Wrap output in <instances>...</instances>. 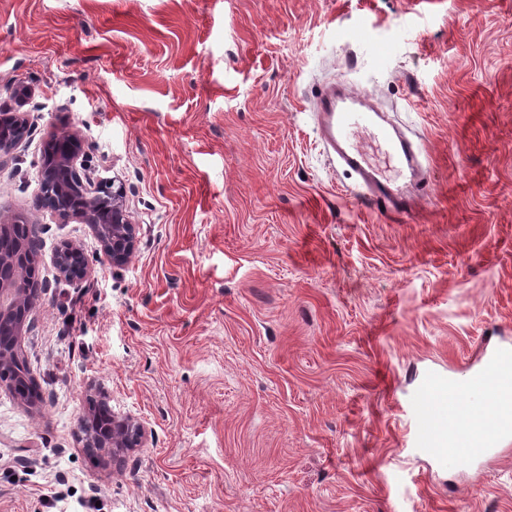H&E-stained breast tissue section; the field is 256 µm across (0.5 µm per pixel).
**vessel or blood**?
I'll return each mask as SVG.
<instances>
[{
	"instance_id": "vessel-or-blood-1",
	"label": "vessel or blood",
	"mask_w": 512,
	"mask_h": 512,
	"mask_svg": "<svg viewBox=\"0 0 512 512\" xmlns=\"http://www.w3.org/2000/svg\"><path fill=\"white\" fill-rule=\"evenodd\" d=\"M310 112L329 162L354 176L347 192L359 206L397 219L408 218L422 207L431 181L424 148L375 108L368 93L339 80L320 87ZM360 126L374 130L386 154L396 161L398 177L387 176L369 161L356 142L355 130ZM504 366L512 367V346L500 344L485 352L482 368L467 378L445 382L428 376L414 400V412L420 420L418 443L446 449L449 456L464 461L485 457L497 434L511 432L512 424L504 422L497 432L475 435L461 431L460 423L470 411L471 390L487 386Z\"/></svg>"
}]
</instances>
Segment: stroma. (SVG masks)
<instances>
[{"label": "stroma", "mask_w": 512, "mask_h": 512, "mask_svg": "<svg viewBox=\"0 0 512 512\" xmlns=\"http://www.w3.org/2000/svg\"><path fill=\"white\" fill-rule=\"evenodd\" d=\"M337 79L425 144L404 222L327 162L310 101ZM0 104L30 121L0 221L42 225L48 285L41 398L0 389V512H512V439L442 461L413 410L421 375L512 341V0H0ZM52 131L123 183L125 265L35 207ZM99 394L148 431L117 467L79 434ZM57 277L69 282L84 279L90 268L89 260L83 250L73 244H64L52 258Z\"/></svg>", "instance_id": "1"}]
</instances>
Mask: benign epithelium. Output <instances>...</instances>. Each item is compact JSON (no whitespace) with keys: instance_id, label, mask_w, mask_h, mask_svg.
<instances>
[{"instance_id":"obj_1","label":"benign epithelium","mask_w":512,"mask_h":512,"mask_svg":"<svg viewBox=\"0 0 512 512\" xmlns=\"http://www.w3.org/2000/svg\"><path fill=\"white\" fill-rule=\"evenodd\" d=\"M15 132L11 140L0 139V164L12 148L28 133V120L23 112H10L0 117V129ZM39 193L35 205L48 210L63 220H77L89 228L100 244L99 257L115 266L124 264L135 252L137 245L136 225L125 209L124 192L115 183H96L87 173L81 159V141L71 134L67 137L51 133L37 163ZM112 195V207L102 211L95 205L96 199ZM43 226L24 225V240L17 252L9 257L0 254V265L7 263L11 274L0 277V388L5 386L26 396L33 381L25 358L22 340L28 331L27 319L31 318L34 301L38 298V285L30 278L28 258L38 245ZM57 277L69 282L84 279L90 268L83 250L66 244L52 258ZM91 415L82 419L85 447L98 448L112 458L125 450L142 448L147 441L145 427L129 415L112 416V431L95 433L90 428Z\"/></svg>"}]
</instances>
